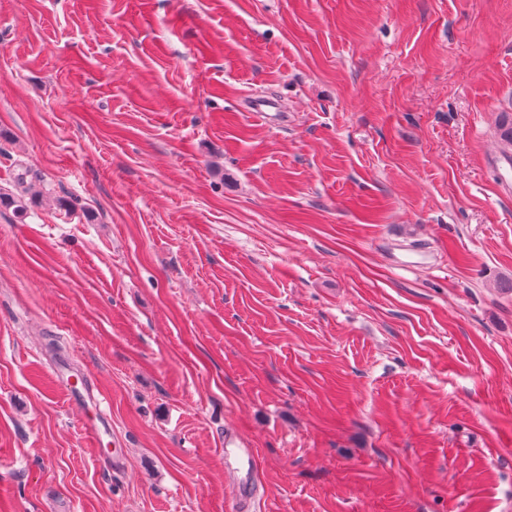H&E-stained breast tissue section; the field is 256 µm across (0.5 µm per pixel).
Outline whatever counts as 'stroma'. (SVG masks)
<instances>
[{
    "instance_id": "35a3bbf8",
    "label": "stroma",
    "mask_w": 512,
    "mask_h": 512,
    "mask_svg": "<svg viewBox=\"0 0 512 512\" xmlns=\"http://www.w3.org/2000/svg\"><path fill=\"white\" fill-rule=\"evenodd\" d=\"M506 115L512 0H0V512H512Z\"/></svg>"
}]
</instances>
